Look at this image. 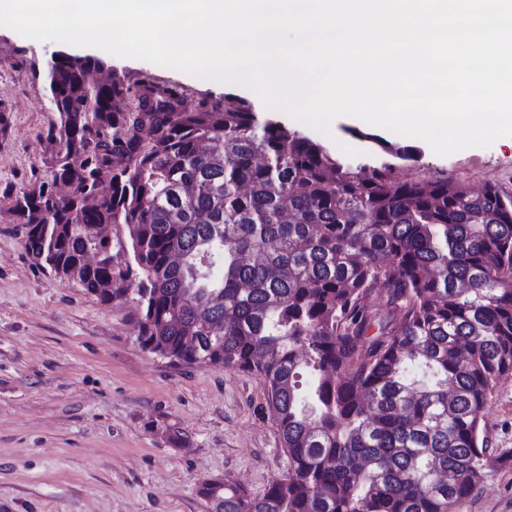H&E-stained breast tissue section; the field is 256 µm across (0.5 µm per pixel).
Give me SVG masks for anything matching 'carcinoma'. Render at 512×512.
Segmentation results:
<instances>
[{"label": "carcinoma", "instance_id": "obj_1", "mask_svg": "<svg viewBox=\"0 0 512 512\" xmlns=\"http://www.w3.org/2000/svg\"><path fill=\"white\" fill-rule=\"evenodd\" d=\"M102 64L43 67L52 180L71 194L6 198L39 266L103 302L133 296L142 349L263 379L288 473L261 496L206 483L212 512H452L512 466L482 425L512 375V194L354 165L244 98L189 112L170 86L88 81ZM112 224L123 265L97 235Z\"/></svg>", "mask_w": 512, "mask_h": 512}]
</instances>
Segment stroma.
<instances>
[{"label": "stroma", "instance_id": "35a3bbf8", "mask_svg": "<svg viewBox=\"0 0 512 512\" xmlns=\"http://www.w3.org/2000/svg\"><path fill=\"white\" fill-rule=\"evenodd\" d=\"M58 42L0 26V512H209L204 483L228 480L257 495L288 469L265 384L222 366L173 367L136 341L134 302H101L41 268L4 193L50 180L58 122L42 67ZM119 75L181 86L186 108L222 103L210 81L151 62L108 56ZM298 131L354 162L383 155L348 135ZM415 172L512 194V137L449 156L420 145ZM494 447L512 448V376L483 412ZM454 512H512V466L498 470Z\"/></svg>", "mask_w": 512, "mask_h": 512}]
</instances>
